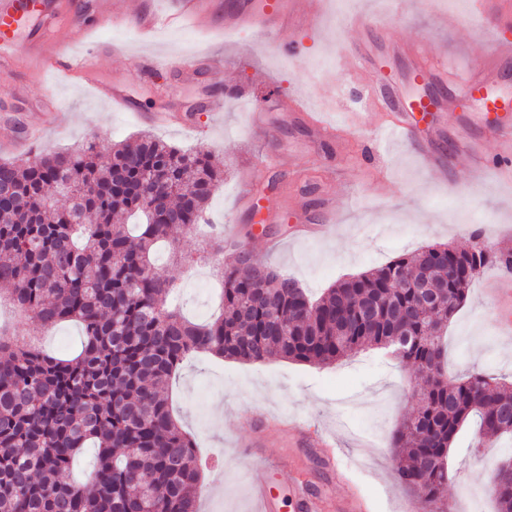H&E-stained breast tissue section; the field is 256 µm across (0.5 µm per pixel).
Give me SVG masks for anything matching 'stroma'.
Wrapping results in <instances>:
<instances>
[{
    "label": "stroma",
    "mask_w": 512,
    "mask_h": 512,
    "mask_svg": "<svg viewBox=\"0 0 512 512\" xmlns=\"http://www.w3.org/2000/svg\"><path fill=\"white\" fill-rule=\"evenodd\" d=\"M53 2L60 17L72 21L73 52L106 44L95 57L99 76L125 85L136 109H171L181 121L164 128L142 124L132 114L112 110L91 87L42 71L37 58L24 56L12 67H0V162L13 160L6 145L30 125L41 128L28 146L26 157L32 161L78 149L91 139L107 151L145 133L223 158L224 180L212 192L204 224L178 237L187 262L175 267L165 253L157 255L159 272L176 281L174 306L189 318L206 319L217 308L214 270L204 252L214 224L223 225L225 241L244 242L257 258L295 277L315 296L434 243L464 247L478 233L492 250L512 249L507 203L512 185L492 177L475 181L454 167L434 173L406 141L376 149L362 89L336 66L337 45L362 39L373 58L387 60L388 81L397 92L407 91L424 53L436 54L449 76L464 77L480 50L491 46V35L472 17L468 0L456 10L458 26L448 30L436 24L437 14L448 9L446 0H417L406 14L394 12L387 0H371V9L389 18L381 32L338 25V0H323L322 31L269 35L225 32L224 16L236 0H208L204 22L147 38L122 24L95 28L92 0ZM289 41L299 44L300 56L289 59L276 51V44ZM188 51L201 70L193 82L181 81L176 65ZM142 53L164 63L153 80H143L132 64ZM292 92L308 97L329 132L319 133L305 114L286 110ZM492 122L478 104H452L430 113L418 129L437 152L451 153L468 141L490 155L495 143L486 134ZM280 154L293 157V168L270 167V157ZM300 212L329 221L333 233L304 235L293 221ZM500 272L498 265H487L448 323L450 374L477 369L512 380V339L501 336L499 328L501 315L512 313V298L495 299L487 291ZM0 320L16 323L21 334H36L49 353L73 356L81 348L77 323L42 325L19 315L6 299L0 301ZM415 377L414 367L377 348L330 366L280 358L248 363L197 353L162 383L161 392L193 436L199 457H222L220 483H213L211 472L203 474L200 512H251L248 461L236 448L250 434L239 418L249 406L298 416L336 436L348 473L344 481L310 449L288 445L279 435L270 441V457L293 458L313 492L340 504L355 487L372 500L374 512H399L413 495L394 475L390 435L417 406ZM475 436L474 427L465 426L448 454V466L457 472L445 492L453 512H494L488 479L512 457V441L477 448Z\"/></svg>",
    "instance_id": "obj_1"
}]
</instances>
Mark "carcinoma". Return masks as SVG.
I'll list each match as a JSON object with an SVG mask.
<instances>
[{"mask_svg": "<svg viewBox=\"0 0 512 512\" xmlns=\"http://www.w3.org/2000/svg\"><path fill=\"white\" fill-rule=\"evenodd\" d=\"M165 176L162 196L144 182ZM224 163L151 135L104 153L94 142L66 155L0 162V290L44 324L74 321L85 341L72 359L0 329V512H197L202 464L158 386L195 353L261 363L273 357L330 365L397 340V359L425 378L419 407L393 432L394 470L420 512H442L453 479L448 452L461 429L480 441L512 435V383L485 371L444 369L443 332L488 263L512 272V251L428 246L311 300L298 281L246 245L224 263L223 311L204 323L169 307L175 280L155 249L201 220ZM94 217L91 223L81 215ZM428 284L446 305L422 306ZM97 449L82 484L62 480ZM489 493L512 512V459Z\"/></svg>", "mask_w": 512, "mask_h": 512, "instance_id": "cac0c4a2", "label": "carcinoma"}]
</instances>
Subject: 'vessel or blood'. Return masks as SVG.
Wrapping results in <instances>:
<instances>
[{
    "label": "vessel or blood",
    "mask_w": 512,
    "mask_h": 512,
    "mask_svg": "<svg viewBox=\"0 0 512 512\" xmlns=\"http://www.w3.org/2000/svg\"><path fill=\"white\" fill-rule=\"evenodd\" d=\"M180 13L168 14L150 9L135 18L137 28L144 33L172 30L182 27L184 21H199L204 15L201 0H180ZM473 15L491 24L496 37L492 50L483 54L473 65L470 74L455 82L456 101H474L487 112L499 114L500 119L490 129L500 149L495 158L470 150H461L447 161L430 158L432 170L443 171L446 165L481 175L487 168H495L499 173L512 177V99L499 90V77L505 65L512 63V0H472ZM42 0H5L0 5V62L13 60L18 50L17 34L26 27L33 13H43ZM321 14L314 0H307L304 8H297L294 0H239L235 9L229 11L225 26L235 29L243 25H262L270 28H290L300 30L320 23ZM68 39L63 28L57 27L54 16L45 15L42 29L36 32L31 46L41 58L46 68L63 72L68 77L90 84L98 96L119 110H132L133 105L122 87L100 80L96 76V66L92 54L76 56L67 50ZM337 60L348 69L354 79L364 87L367 103L379 106L382 120L374 137L375 142L390 138L411 141L415 138V128L411 123L415 114L433 111L429 98L420 93L401 95L392 99L385 96V83L379 74L370 68L367 46L358 43L348 51L337 52ZM448 75L444 65L433 58H423L415 71L418 83L441 82ZM246 419L257 429H265L269 424L284 426L292 434L295 445L315 449L327 463L336 461V441L327 433L309 437L300 421L285 416L267 413L246 412ZM264 438H256L246 445L254 458L251 468V489L260 512H278V497L269 486L272 474L289 471L288 495L298 506V512H336L335 505L311 496L303 471L289 459L272 460L265 456Z\"/></svg>",
    "instance_id": "vessel-or-blood-1"
}]
</instances>
